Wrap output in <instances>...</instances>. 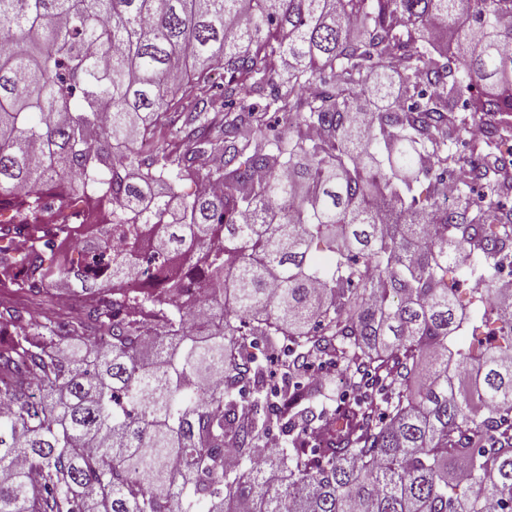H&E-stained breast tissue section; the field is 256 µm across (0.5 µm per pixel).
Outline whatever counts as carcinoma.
I'll return each instance as SVG.
<instances>
[{
  "instance_id": "cac0c4a2",
  "label": "carcinoma",
  "mask_w": 512,
  "mask_h": 512,
  "mask_svg": "<svg viewBox=\"0 0 512 512\" xmlns=\"http://www.w3.org/2000/svg\"><path fill=\"white\" fill-rule=\"evenodd\" d=\"M506 18L512 0H0V289L77 301L0 306V512H512ZM170 112L187 150L142 156ZM86 207L101 228L62 217ZM475 261L465 303L449 281ZM473 308L497 327L463 352ZM329 365L364 391L336 397Z\"/></svg>"
}]
</instances>
